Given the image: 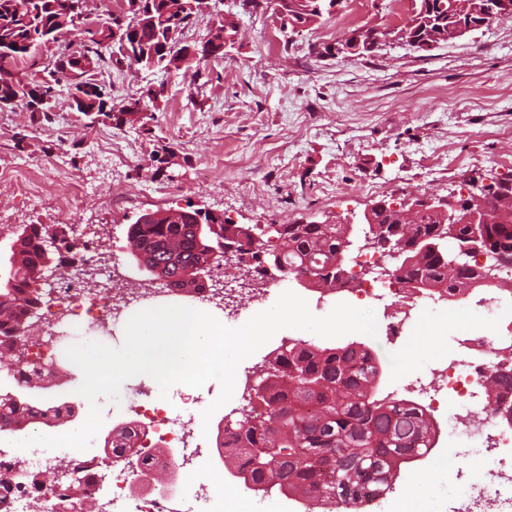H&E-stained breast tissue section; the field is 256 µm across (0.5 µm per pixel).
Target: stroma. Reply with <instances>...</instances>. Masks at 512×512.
Listing matches in <instances>:
<instances>
[{
	"mask_svg": "<svg viewBox=\"0 0 512 512\" xmlns=\"http://www.w3.org/2000/svg\"><path fill=\"white\" fill-rule=\"evenodd\" d=\"M238 21L234 48L207 64L204 86L182 73L133 66L112 71L114 101L165 83L148 127L90 124L59 102L50 117L25 107L0 112V232L24 224L88 225L103 253L148 281L130 253L128 228L144 211L207 209L251 229L269 248L274 224L358 219L375 198L460 196L470 179L512 176V18L467 33L429 52L387 45L347 60L318 51L345 40L346 10L294 35L268 12H245L219 0ZM461 165L431 172L439 148ZM21 167L34 198L16 193L9 174ZM86 195L76 198L74 186ZM160 192H151V185ZM491 315L458 306L420 313L408 343L383 335L347 334L329 346L368 344L384 365L385 382L424 371L449 351L457 330L488 331ZM432 465L402 469L389 499L418 494L451 501L464 484L448 479L461 442L443 436Z\"/></svg>",
	"mask_w": 512,
	"mask_h": 512,
	"instance_id": "35a3bbf8",
	"label": "stroma"
}]
</instances>
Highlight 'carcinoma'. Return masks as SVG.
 Segmentation results:
<instances>
[{
	"instance_id": "obj_1",
	"label": "carcinoma",
	"mask_w": 512,
	"mask_h": 512,
	"mask_svg": "<svg viewBox=\"0 0 512 512\" xmlns=\"http://www.w3.org/2000/svg\"><path fill=\"white\" fill-rule=\"evenodd\" d=\"M61 0H0V75L28 80L18 84L24 106L41 98L56 106V86L83 94L87 111L101 120H115L105 110L112 99V83L105 70L125 59L118 30L130 49L146 58L145 65L166 68L187 42L168 41L173 28L185 30L196 21L204 0H124L119 15L107 22L89 24L95 0H76L75 17L65 25L52 2ZM407 15L417 23L419 35L428 37L464 10L469 0H407ZM336 0H280L278 9L302 26L312 27L334 12ZM224 16H212L205 39L193 42L205 62L224 59ZM82 57L89 69L66 73L71 58ZM43 68L47 76L26 75ZM380 215L394 241L418 237L436 239L437 216L425 213L408 227L391 224ZM281 244L272 257H280L297 273H311L323 281H336L338 255L347 251L344 224H284L276 229ZM216 235L210 224H198L192 215L181 223L160 219L152 224H132L130 245L141 251L146 268L162 279L185 285V272L211 260L207 239ZM480 245L500 255L501 267L512 269V225L486 224L480 229ZM44 250L35 225L17 239L8 259L7 277L0 285V334L24 339L33 325L38 298L30 288L32 274L43 263ZM402 276L427 281L453 292L464 280H476L481 272L474 263L448 271V255L426 251ZM383 365L368 346L350 342L340 347H311L301 343L275 358L262 378L257 395L262 409L236 420L229 430L233 460L244 483L260 488L272 482L308 500L339 499L361 505L390 489V478L418 462L433 445L435 427L423 409L380 394ZM512 390V373L489 378L486 393L498 399ZM28 399L0 396V426L30 424L20 408Z\"/></svg>"
}]
</instances>
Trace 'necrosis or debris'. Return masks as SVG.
<instances>
[{"mask_svg":"<svg viewBox=\"0 0 512 512\" xmlns=\"http://www.w3.org/2000/svg\"><path fill=\"white\" fill-rule=\"evenodd\" d=\"M352 262L359 282L357 299L392 308L384 325L385 337L392 343L408 338L414 315L423 305L461 304L469 298L465 291L402 287L384 274V257L376 251L357 252ZM66 267L64 276L51 275L43 283L49 296L43 317L55 325L54 335L33 346L26 369L0 366V380L17 389L42 379L46 365L70 346L73 327L83 326L85 340L102 341L108 322H120L124 308L135 301L134 296L115 291L118 267L98 263L97 247L89 235L72 238ZM263 294L260 288L243 289L219 262L213 266L208 287L199 289L195 298L201 305L223 308L225 319L235 320L247 302ZM511 303L495 297L494 306L504 313L493 333L460 331L451 354L434 357L425 374L401 384L406 402L431 414L447 415L454 430L477 436L497 460L491 469L475 463L449 469V480L469 485L449 512H512V424L500 413L483 414L477 390L484 377L512 371V312L507 309ZM179 399V407L174 408L151 392H131L126 409L133 415L129 428L138 447L134 456L110 453L102 459L90 450L62 448L54 454L1 445L0 512H213L219 494L200 475L199 465L222 461L224 451L192 427L202 396L187 391ZM53 471L61 472V479L42 485L43 475Z\"/></svg>","mask_w":512,"mask_h":512,"instance_id":"1","label":"necrosis or debris"}]
</instances>
